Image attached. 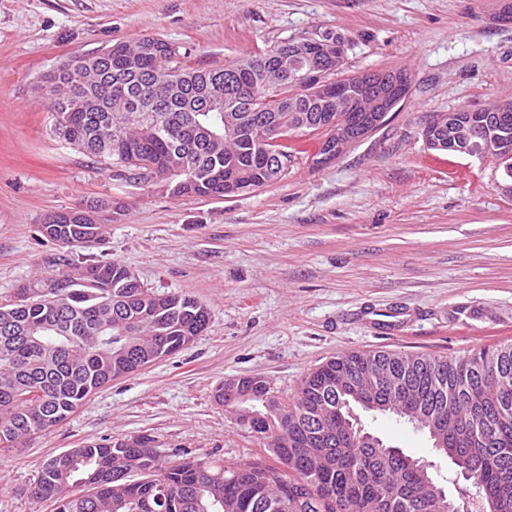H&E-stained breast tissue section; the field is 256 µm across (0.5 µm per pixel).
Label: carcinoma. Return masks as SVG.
I'll return each mask as SVG.
<instances>
[{"instance_id": "carcinoma-1", "label": "carcinoma", "mask_w": 512, "mask_h": 512, "mask_svg": "<svg viewBox=\"0 0 512 512\" xmlns=\"http://www.w3.org/2000/svg\"><path fill=\"white\" fill-rule=\"evenodd\" d=\"M299 46L303 56L326 67L309 37L284 38L275 46ZM179 50L161 38L114 44L89 57L76 56L58 69L46 95L55 122L68 128V143L91 156L121 165L133 178L146 166L184 169L173 180L176 196L231 197L288 176L271 168L258 142L260 127H293L296 115L315 122L330 111L359 123L365 112L309 89L288 86L275 97L267 84L282 78L269 51L224 67L188 70ZM237 71L230 95L240 134L210 135L220 129L214 112H204L217 76ZM256 99L266 103L251 111ZM481 132L476 154L500 162L512 179V156L500 161L495 142L512 148V101L489 110L456 112L436 131L431 150ZM42 235L70 247L104 240L107 225L61 221ZM124 266L93 259L73 264L20 286L29 304L0 306V451L24 445L32 436L68 418L99 389L170 355L207 328L209 313L188 295L158 294L123 280ZM390 370L408 377L429 410L451 418L448 437L461 442L451 457L470 473L476 490L512 498V343L462 358L392 352L348 353L310 372L287 402L260 376L244 377L242 394L226 407L244 405L254 418L255 437L280 467L224 463L218 459L171 462L160 457L154 439L140 435L88 444L78 457L50 458L32 496L52 499L57 512H201L216 501L218 512H434L433 493L412 457L387 444L368 448L346 436L336 407L354 396H385L355 375Z\"/></svg>"}]
</instances>
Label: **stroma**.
I'll use <instances>...</instances> for the list:
<instances>
[{"mask_svg": "<svg viewBox=\"0 0 512 512\" xmlns=\"http://www.w3.org/2000/svg\"><path fill=\"white\" fill-rule=\"evenodd\" d=\"M504 0H0V305L18 286L89 256L132 269L160 294L204 304L207 330L112 381L29 444L0 451V512H56L30 490L52 456L150 435L186 454L275 465L214 398L227 378L261 376L280 396L348 352L464 357L512 343V198L489 159L428 150L430 116L512 101V22ZM332 30L353 47L350 76L402 69L407 99L340 158L321 137L281 181L229 198L172 196L129 179L53 133L46 77L75 55L148 36L188 69H214L289 36ZM102 204L103 243L44 238L47 214ZM366 431L433 463L451 497L473 486L428 434L390 413Z\"/></svg>", "mask_w": 512, "mask_h": 512, "instance_id": "1", "label": "stroma"}]
</instances>
